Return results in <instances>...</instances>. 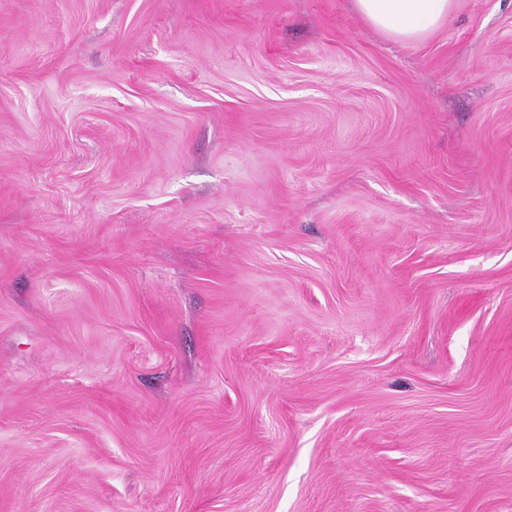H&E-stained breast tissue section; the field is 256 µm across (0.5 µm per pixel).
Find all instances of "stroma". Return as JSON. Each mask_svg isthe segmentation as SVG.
Segmentation results:
<instances>
[{"instance_id":"35a3bbf8","label":"stroma","mask_w":512,"mask_h":512,"mask_svg":"<svg viewBox=\"0 0 512 512\" xmlns=\"http://www.w3.org/2000/svg\"><path fill=\"white\" fill-rule=\"evenodd\" d=\"M0 512H512V0H0ZM457 1L352 0V5L357 14L387 38L420 43L450 22Z\"/></svg>"}]
</instances>
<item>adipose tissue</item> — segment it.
Masks as SVG:
<instances>
[{
	"label": "adipose tissue",
	"mask_w": 512,
	"mask_h": 512,
	"mask_svg": "<svg viewBox=\"0 0 512 512\" xmlns=\"http://www.w3.org/2000/svg\"><path fill=\"white\" fill-rule=\"evenodd\" d=\"M352 5L387 38L420 43L450 22L457 0H352Z\"/></svg>",
	"instance_id": "adipose-tissue-1"
}]
</instances>
